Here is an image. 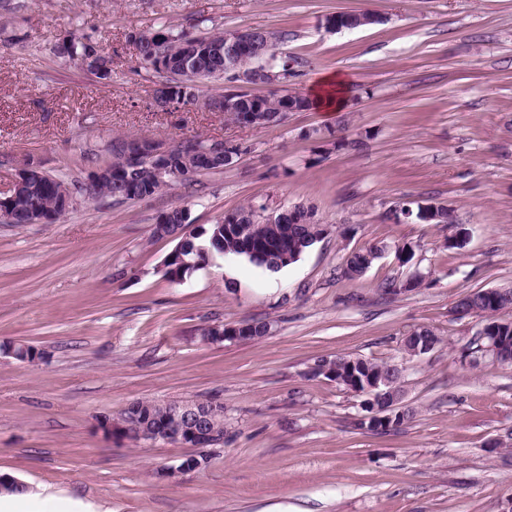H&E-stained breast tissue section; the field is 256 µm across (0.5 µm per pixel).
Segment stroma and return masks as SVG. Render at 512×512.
I'll use <instances>...</instances> for the list:
<instances>
[{"instance_id":"35a3bbf8","label":"stroma","mask_w":512,"mask_h":512,"mask_svg":"<svg viewBox=\"0 0 512 512\" xmlns=\"http://www.w3.org/2000/svg\"><path fill=\"white\" fill-rule=\"evenodd\" d=\"M370 11L375 25L334 30L329 14ZM195 33L285 32L298 61L288 89L319 75L351 80L345 111L289 113L279 125L235 124L204 108L224 82L198 83L199 105L154 101L157 77L131 40L158 25ZM86 34L112 59L99 82L54 54ZM344 131L357 148H337ZM199 136L246 146L238 160L150 200L78 198L53 224H0V344L34 345L27 364L0 352V473L52 512L42 491L79 512H507L512 369L472 368L460 350L477 321L462 295L512 287V0H7L0 8V189L32 163L85 181L114 139ZM436 200L449 224L392 220ZM313 208L329 232L279 278L217 256L183 277L161 264L159 215L185 209L192 230L240 206ZM466 228L463 248L448 242ZM382 254L359 278L347 256ZM414 256L402 261L398 246ZM416 288L406 289L412 278ZM400 292L384 294L386 284ZM268 323L258 340L207 341L209 324ZM432 352L404 357L413 329ZM353 355L401 364L397 430L362 429L358 397L309 375L315 359ZM217 398L224 445L202 469L189 448L98 431L129 402ZM174 466L173 477L163 468Z\"/></svg>"}]
</instances>
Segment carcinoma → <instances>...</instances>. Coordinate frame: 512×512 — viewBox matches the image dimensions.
Here are the masks:
<instances>
[{"label": "carcinoma", "mask_w": 512, "mask_h": 512, "mask_svg": "<svg viewBox=\"0 0 512 512\" xmlns=\"http://www.w3.org/2000/svg\"><path fill=\"white\" fill-rule=\"evenodd\" d=\"M287 34L269 32L263 29H245L231 32L219 31L206 35L190 32H176L162 25L132 35L138 50L140 62L152 69L159 78L160 91L176 97L196 99V88L178 82L177 76L185 70L200 66L214 78L224 76V63L238 70L262 69L269 72L279 84L287 83L296 76L297 61L288 62L276 56L275 43ZM55 54L64 61L86 64V71L100 81H112L111 60L103 54L89 36L70 34L57 43ZM214 107L237 119L240 112H250L259 106L267 112L270 125L281 123L288 113L307 110L311 104L306 96L289 97L279 90H271L264 96L243 92L236 95V103L227 109L224 94L210 98ZM208 141L195 136L183 141L181 147L165 160L170 169L169 179L163 182L158 177L157 162L141 158L134 162L124 153L126 140L112 142V159L106 163L108 176L97 186L95 196H108L118 201L150 199L165 187L182 181L191 184L194 157ZM84 194V183L69 182L53 176L39 166L31 167L28 187L19 206L25 211L48 210L60 219L69 212L64 205V197ZM324 236L323 225L311 220L305 208H295V214L278 224L264 223L252 205L242 206L234 211V221H218L209 225L205 235L187 239L182 244V255L188 264L180 268V275L194 269L192 263L205 255H228L243 257L263 270L277 272L297 262L303 253ZM381 247L373 245L351 253L342 268V275L354 278L362 275L374 260L379 257ZM457 305L478 309V315L496 323L497 336L502 348L497 364L512 367V321L499 317V313L512 308L508 294H487L475 292L463 295ZM441 338L428 328L416 329L407 338L410 348H423L438 344ZM488 341L475 336L464 348L465 357L476 366L487 359L484 346ZM345 376L354 378L359 385L377 377H389L401 371L391 362H375L352 356H334L321 359ZM168 406L150 401H138L128 413V427L125 438L136 442L144 424L157 428L160 436H165L163 419Z\"/></svg>", "instance_id": "1"}]
</instances>
